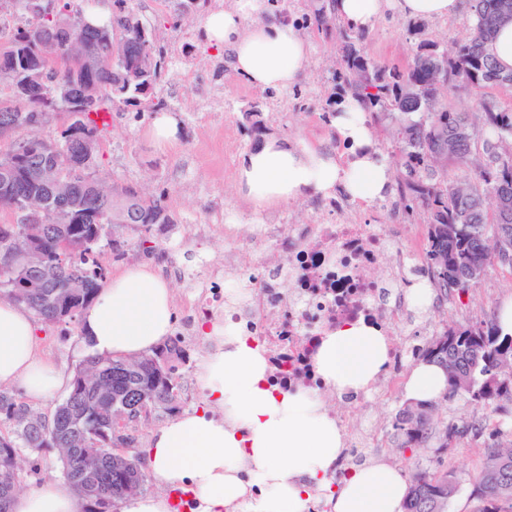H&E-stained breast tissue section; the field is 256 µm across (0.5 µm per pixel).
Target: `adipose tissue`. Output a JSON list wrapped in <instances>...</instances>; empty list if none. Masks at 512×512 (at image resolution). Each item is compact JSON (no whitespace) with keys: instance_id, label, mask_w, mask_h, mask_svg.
<instances>
[{"instance_id":"1","label":"adipose tissue","mask_w":512,"mask_h":512,"mask_svg":"<svg viewBox=\"0 0 512 512\" xmlns=\"http://www.w3.org/2000/svg\"><path fill=\"white\" fill-rule=\"evenodd\" d=\"M464 0H334L336 15L354 29L371 28L387 13L412 18H445L459 13ZM201 42L223 48L236 74L260 89H285L301 78L310 44L291 24L268 15L266 0H234L228 9L203 18ZM332 124L348 144V159L334 149L292 147L271 137L245 153L236 169V188L261 211L301 197L343 192L368 203L395 190L390 162L366 121L363 105L346 100ZM174 323L169 285L148 267L132 266L100 288L82 313V331L90 349L111 358L144 355L164 342ZM208 350L198 378L218 415L195 411L158 428L145 467L156 494L134 497L128 512H170L169 493L179 489L193 512H309L312 487L327 490L330 512H401L407 483L400 471L364 464L337 492L329 475L343 440L323 400L298 389L275 392L266 382L259 347L235 329L206 331ZM388 345L380 330L363 321L324 336L316 367L326 384L341 395L365 391L381 373ZM70 373L40 352L37 326L24 307L0 299V385L20 386L33 400L67 387ZM446 374L417 362L406 385L413 401L441 396ZM11 512H77L72 483L48 478L15 493Z\"/></svg>"}]
</instances>
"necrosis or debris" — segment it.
I'll return each mask as SVG.
<instances>
[{
  "label": "necrosis or debris",
  "instance_id": "necrosis-or-debris-1",
  "mask_svg": "<svg viewBox=\"0 0 512 512\" xmlns=\"http://www.w3.org/2000/svg\"><path fill=\"white\" fill-rule=\"evenodd\" d=\"M385 205L394 222L383 230L351 219L255 225V238L268 244L278 262L249 273L228 252L223 265L206 266L201 286L185 305L183 335L204 322L234 325L261 347L270 386L323 397L330 389L316 370L318 343L361 319L388 342L393 370L377 386L391 393L401 384L397 371L406 356L396 339L412 315L404 286L423 260L407 241L400 197L387 198Z\"/></svg>",
  "mask_w": 512,
  "mask_h": 512
}]
</instances>
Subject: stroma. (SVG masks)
Masks as SVG:
<instances>
[{"label":"stroma","instance_id":"stroma-1","mask_svg":"<svg viewBox=\"0 0 512 512\" xmlns=\"http://www.w3.org/2000/svg\"><path fill=\"white\" fill-rule=\"evenodd\" d=\"M233 0H136V11L143 23L155 30L158 45L166 52V71L161 82L142 98L138 106L120 102L110 105L112 120L99 135L97 172L108 183L118 182L142 187L153 193H165L176 216L174 224L153 228L150 232L156 249L152 254L137 253L132 245L137 235L125 232L130 245L123 255H115L110 245L96 254L107 275H114L131 261L152 266L160 254H172L188 269H196L201 256L223 260L226 251L237 254L240 265L256 270L264 259L259 246L247 239L236 241L216 236L196 243L189 235L197 224H309L324 207L318 200L302 197L276 208L258 211L241 197L234 183L235 169L242 154L256 143L239 126L240 112L250 102H263L271 113L272 135L302 147L335 145L328 126L319 115L328 111L334 91L331 57L337 56L335 42L311 37L308 68L295 88L261 91L247 85L231 68L222 49L202 44L197 30L204 16L215 7L228 8ZM408 21L399 15L378 20L366 33L365 54L387 66L406 67L411 61ZM164 99L177 122V143L165 147L155 142L151 125L153 105ZM512 298V271L498 269L473 291L451 293L447 306L438 313L417 314L411 332L403 340L410 349H418L446 327L491 319L498 305ZM39 343L53 361L76 371L89 355L82 339L80 323L41 325ZM190 361L178 373L181 408L189 411L205 405L206 392L197 376V364L206 350L203 338L187 343ZM407 402L404 390L388 398L369 397L358 406L360 413H373L387 423V443L376 451L359 446L358 463L378 462L393 466L410 476L400 448V436L391 429L395 413ZM489 436L468 437L453 442L444 450H422L421 460L455 474L462 492L448 505V512H478L479 503L468 486L484 462ZM62 474L56 449H23L19 460V487L27 489L44 479Z\"/></svg>","mask_w":512,"mask_h":512}]
</instances>
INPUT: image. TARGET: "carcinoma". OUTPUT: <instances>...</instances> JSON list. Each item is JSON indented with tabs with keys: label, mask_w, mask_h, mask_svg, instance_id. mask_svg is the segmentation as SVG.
Here are the masks:
<instances>
[{
	"label": "carcinoma",
	"mask_w": 512,
	"mask_h": 512,
	"mask_svg": "<svg viewBox=\"0 0 512 512\" xmlns=\"http://www.w3.org/2000/svg\"><path fill=\"white\" fill-rule=\"evenodd\" d=\"M133 0H113L112 20L64 37L82 46L89 57L112 59V68L82 74L63 61L45 67L40 92L31 94L23 80L0 69V84L10 86L12 98L0 101L15 120L39 112L63 115L83 94L95 98V107L83 111V123L98 140L99 117L109 112L107 102L116 99L134 105L143 97L141 81L129 73L143 50L150 51L154 67L147 77L150 87L162 78L166 55L156 47V35L137 17ZM502 0H467L470 32L448 57L440 73L433 70V56L440 48L434 40L421 39L423 21L409 26L415 38L407 67L376 63L363 53L365 32L338 26L326 8L303 18L305 28L336 38L341 59L336 66V96L340 104L348 95L361 97L368 106L371 127L388 136L397 148L393 168L407 210L421 208L428 224L427 260L431 282L440 291L465 292L482 277L473 275L499 267L512 269V251L501 257L505 241L512 242V164L503 160L512 148V110H500L480 96L484 88L512 87V71L501 69L487 52L498 22ZM55 31L53 22L29 16L0 46V66L23 61L38 54V40ZM72 86V100L56 97L54 84ZM458 83L470 86L477 98L468 110L451 111L446 105L448 89ZM240 126L258 139L268 129L262 103L252 102L241 112ZM64 126L60 138L43 142L40 149L28 147L32 137L17 140L14 149L25 156V169L14 183L35 189L26 171L40 166L46 153L54 152L80 161L78 143ZM448 155V167L435 168L438 154ZM128 223L125 227H160L176 223L163 195L122 185ZM71 200L65 208L49 215L47 223L21 239V256L0 260V293L33 312L46 324L75 321L95 298L104 269L95 258L101 242L112 243L121 252L117 224L104 223L112 200L99 194L97 185L70 182ZM421 359L441 367L448 387L439 399L410 403L395 416L394 427L401 436L399 448L417 458L421 448L448 447V441L482 432L480 421L448 426L443 402L461 396L476 407L501 409L512 403V335L499 332L495 320L446 328L419 350ZM189 354L174 339L148 354L131 359H111L93 354L76 371L72 388L47 420L15 395L0 389V420L12 427V435L0 434V512H10V501L18 491L20 449L54 448L63 473L78 493L79 512H118L129 501L125 487L132 481L146 485L147 473L141 459L129 454L132 438L116 434L113 417L120 409L129 419L142 417V408L174 413L178 396L175 363H186ZM471 495L483 503L480 512H512V440L488 446L482 468L473 477ZM459 492L451 473H438L420 466L412 471L402 512H446Z\"/></svg>",
	"instance_id": "carcinoma-1"
}]
</instances>
